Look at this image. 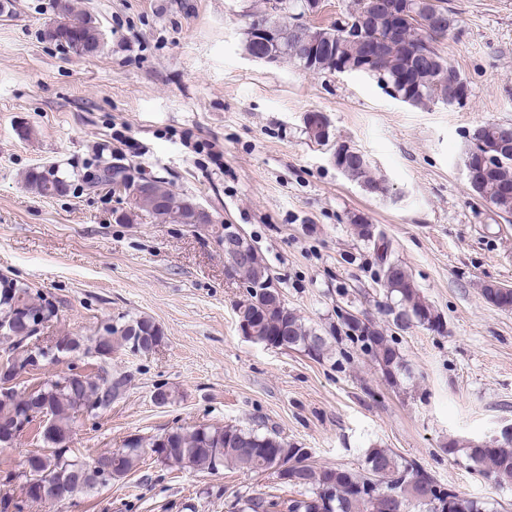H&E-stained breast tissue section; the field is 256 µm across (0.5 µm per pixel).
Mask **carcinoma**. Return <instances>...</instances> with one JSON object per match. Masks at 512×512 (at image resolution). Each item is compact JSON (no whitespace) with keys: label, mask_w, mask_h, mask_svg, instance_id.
I'll return each instance as SVG.
<instances>
[{"label":"carcinoma","mask_w":512,"mask_h":512,"mask_svg":"<svg viewBox=\"0 0 512 512\" xmlns=\"http://www.w3.org/2000/svg\"><path fill=\"white\" fill-rule=\"evenodd\" d=\"M393 5L378 6L360 32L349 33L342 27L320 29L317 43H304L305 25L290 24L286 17L275 15L268 20L267 33L261 39L266 50L279 60L291 61L312 73H334L338 64L355 66L362 63L364 41L382 44L379 57L368 66L381 70L392 81L400 97L414 107L429 104L455 106L468 98V84L448 65L433 44L448 37L457 29L458 20L441 5V0H391ZM404 16L405 26L400 32L392 30L389 9ZM56 19L47 30L49 40L66 46L82 56L94 53L100 47L103 33L97 20L88 14L74 11L70 0H55ZM436 18L437 26L427 33L413 25L415 16ZM512 133V127L488 123L474 130L471 140L491 145ZM342 174L376 195H385V180L378 177L366 156L359 152L347 154L338 161ZM60 180L49 179L41 168L30 169L24 177L29 190L40 196L63 193L73 178H79L90 187L123 186L142 179L133 166L106 163L103 173L82 174L78 171H59ZM149 190L142 193L134 208L163 223L201 224L205 216L194 208V201L180 197L161 178L148 180ZM477 198L488 203L500 215L512 214V152L501 156L492 167L480 166L470 184ZM353 226L358 237L371 242L381 251L379 280L384 286V311L392 317V325L408 329L423 326L439 334L444 332V321L439 312L421 294L405 267L388 258L389 243L375 233L374 226L357 217ZM252 258L238 276L251 285L261 284L264 292H248L247 299L237 305L238 321L251 328L250 339L274 347L298 349L315 357L324 355L326 339L307 327L293 309L288 308L261 255L254 245ZM484 300L504 311L512 310V288L496 283L482 285ZM410 315V323L393 318L391 305ZM37 309L48 325L58 321L60 308L45 297L33 295L32 289L7 276L0 277V332L20 321L18 312ZM363 343L364 349L391 381L405 371L395 346L390 344L383 329L370 324L363 331L348 328ZM147 336V345L157 349L165 339L164 331L152 320L140 317L129 321L110 323L104 335L95 342L107 352L124 351L135 333ZM79 350V343L69 336L58 337L57 344L48 347L46 360L57 361ZM127 377L101 374H76L62 388L45 387L44 394L12 391L0 394V447H10L17 438L8 432L14 419L40 405L46 399L51 427L38 433L48 448H66L72 434L76 412L91 408L93 413L109 407L122 395ZM465 448L468 463H480L498 483L512 482V438L502 439L491 447L474 441L460 444L453 441L448 452ZM161 455L162 462L180 469L213 473L224 468L246 472L278 474L276 465L282 460L297 481L284 485L297 490L298 496L268 499L248 497L242 512H491L488 504L467 497L457 491L441 487L422 467L401 459L388 448H370L364 459L363 471L342 467H317L309 462L305 448H296L275 432L260 433L235 425L224 427L198 426L192 429L171 428L149 439L134 436L120 448L110 450L112 464L129 474L140 465L146 452ZM94 461L71 463L70 457L53 453L45 460L31 464L40 480L56 485L70 499L77 493L97 486V481L83 472Z\"/></svg>","instance_id":"obj_1"}]
</instances>
